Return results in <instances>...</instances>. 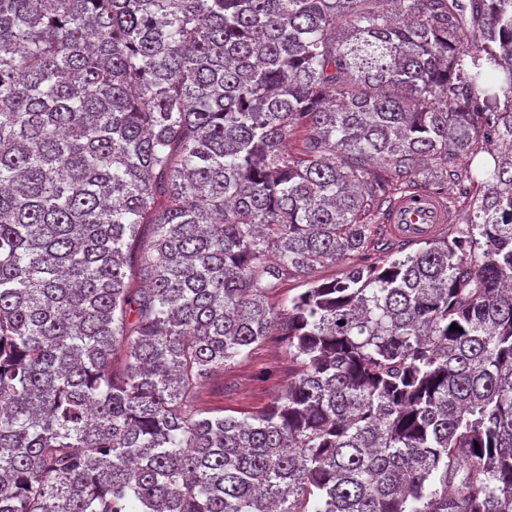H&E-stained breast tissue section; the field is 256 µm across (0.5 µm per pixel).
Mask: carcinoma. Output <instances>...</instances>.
Here are the masks:
<instances>
[{"label":"carcinoma","mask_w":512,"mask_h":512,"mask_svg":"<svg viewBox=\"0 0 512 512\" xmlns=\"http://www.w3.org/2000/svg\"><path fill=\"white\" fill-rule=\"evenodd\" d=\"M378 2L0 0V512H512V0ZM272 336L265 411L192 407ZM457 188L458 189H454L455 193L452 199L448 200V205L454 212L455 217L453 224H457L458 227H464L466 214L471 207L474 189L469 186L467 190L464 191H462V187ZM465 191H467V193H465ZM430 191L405 189L385 209L381 221L393 236L401 240L419 241L429 238L442 224L451 221L447 204ZM307 286L298 278H289L282 282L279 288H276L269 295V304L275 307H288V301L301 293Z\"/></svg>","instance_id":"obj_1"}]
</instances>
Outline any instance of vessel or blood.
Returning <instances> with one entry per match:
<instances>
[{"instance_id": "obj_1", "label": "vessel or blood", "mask_w": 512, "mask_h": 512, "mask_svg": "<svg viewBox=\"0 0 512 512\" xmlns=\"http://www.w3.org/2000/svg\"><path fill=\"white\" fill-rule=\"evenodd\" d=\"M451 214L447 204L422 188H408L385 209L381 221L399 239L419 241L429 238Z\"/></svg>"}]
</instances>
